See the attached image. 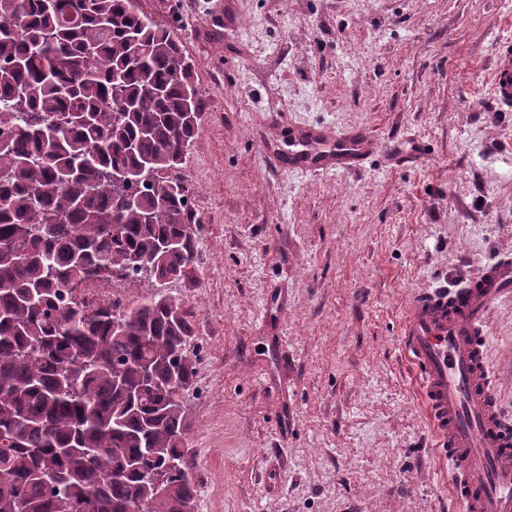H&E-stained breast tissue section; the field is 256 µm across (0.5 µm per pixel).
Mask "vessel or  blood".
<instances>
[{
    "label": "vessel or blood",
    "mask_w": 512,
    "mask_h": 512,
    "mask_svg": "<svg viewBox=\"0 0 512 512\" xmlns=\"http://www.w3.org/2000/svg\"><path fill=\"white\" fill-rule=\"evenodd\" d=\"M494 98L512 110V39L494 54ZM275 165L288 171L348 173L381 150L361 130L298 125L275 119ZM512 298V254L484 264L464 286L433 288L405 308L400 347L418 388L438 448L448 458V483L460 512H512V419L496 395L487 355V318Z\"/></svg>",
    "instance_id": "b4317fda"
}]
</instances>
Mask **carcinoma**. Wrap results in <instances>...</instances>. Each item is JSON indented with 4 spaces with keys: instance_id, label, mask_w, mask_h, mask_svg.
I'll use <instances>...</instances> for the list:
<instances>
[{
    "instance_id": "1",
    "label": "carcinoma",
    "mask_w": 512,
    "mask_h": 512,
    "mask_svg": "<svg viewBox=\"0 0 512 512\" xmlns=\"http://www.w3.org/2000/svg\"><path fill=\"white\" fill-rule=\"evenodd\" d=\"M201 120L181 44L132 0H0V512H192V323L162 289L71 291L190 277ZM113 283H107L102 285L101 287L96 288L98 294H101L105 301L125 303L124 297L126 298V302H135L137 300H141L143 297L148 296L153 293L157 288H155L154 283L148 281L146 279H139L135 281L131 280H123L121 283V291L124 297L115 289Z\"/></svg>"
}]
</instances>
